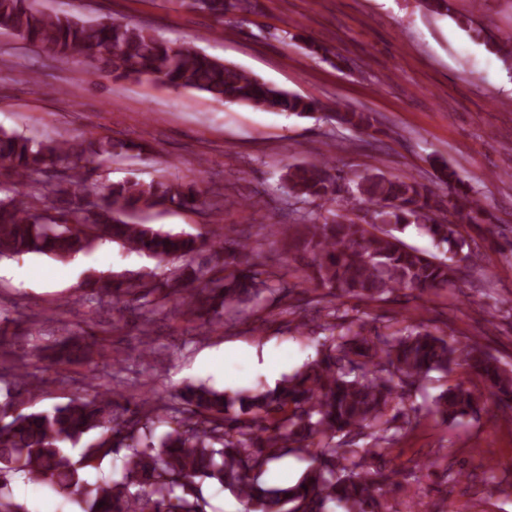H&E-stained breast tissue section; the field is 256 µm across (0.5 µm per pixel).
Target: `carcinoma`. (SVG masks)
<instances>
[{
	"instance_id": "carcinoma-1",
	"label": "carcinoma",
	"mask_w": 512,
	"mask_h": 512,
	"mask_svg": "<svg viewBox=\"0 0 512 512\" xmlns=\"http://www.w3.org/2000/svg\"><path fill=\"white\" fill-rule=\"evenodd\" d=\"M182 4L221 22L227 13L247 9V0ZM1 29L51 58L85 63L93 75L107 71L116 79H146L228 104L279 106L299 115L313 108L303 97L147 25L60 17L38 9L35 0H0ZM337 119L356 132L372 127L365 112H340ZM114 148L86 137L34 142L1 130L0 169L15 185L13 194L0 197V259L45 254L66 261L104 241L119 243L157 260L161 272L124 280L87 274L82 286L88 301L100 304L106 295L119 311L131 296L162 314L176 299L204 335L241 321L248 304L263 310L267 301L292 292L289 279L296 270L249 262L246 242L227 239L216 248L202 234H173L134 221L137 213L170 203L209 206L220 188L126 181L99 194L81 161L87 154L106 161ZM338 179L326 158L292 164L280 176L288 194L307 206L337 202ZM354 185L371 222L352 217L346 200L325 215L304 213L286 227L271 225L288 252L311 257L305 282L316 296L304 304H321L325 317L342 320L315 360L273 388L229 394L188 384L177 407L160 394L153 374L133 409L117 401L121 366L112 372V391L90 384L91 396L49 412L22 410L34 382L26 371L13 372L0 405V512H18L10 494L18 476L73 498L81 512H209L206 481L235 495L244 512H330L332 504L345 512H384L382 493L398 472L372 469L366 459L382 456L381 443L412 428L420 411L444 423L491 405L511 414L512 369L482 348L419 326L373 332L359 318L344 319L335 303L344 297L387 300L403 290L424 296L455 286L476 256L457 217L480 224L483 213L469 195L450 191L445 198L411 177L366 173ZM411 226L448 256L406 245L400 234ZM206 251L210 256L203 260ZM453 365L477 374L483 389L461 381L428 405H415L413 396L430 374ZM159 428L165 432L157 437ZM371 435L373 445L357 446ZM293 451L309 456V468L292 484H266L268 464ZM121 452L119 477L89 480L91 470Z\"/></svg>"
}]
</instances>
